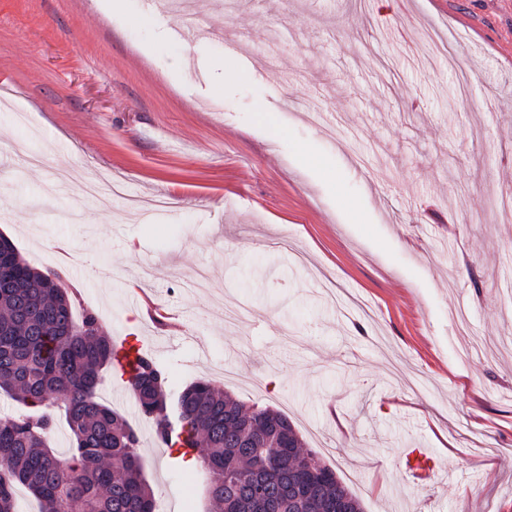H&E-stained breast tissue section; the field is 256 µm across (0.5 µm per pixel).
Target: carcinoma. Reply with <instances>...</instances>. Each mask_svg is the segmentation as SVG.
<instances>
[{
	"label": "carcinoma",
	"mask_w": 512,
	"mask_h": 512,
	"mask_svg": "<svg viewBox=\"0 0 512 512\" xmlns=\"http://www.w3.org/2000/svg\"><path fill=\"white\" fill-rule=\"evenodd\" d=\"M0 243L10 268L0 277V392L29 408L0 417V512H17L19 486L40 512H154L141 437L99 397L112 338L94 310L75 319L77 296L61 275L31 265L2 233ZM127 383L163 447L200 451L221 512H331L338 495L362 508L285 413L247 407L205 379L173 393L168 371L143 352ZM57 411L71 431L64 458L49 445ZM308 468L318 480L300 497L298 477Z\"/></svg>",
	"instance_id": "carcinoma-1"
}]
</instances>
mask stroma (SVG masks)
<instances>
[{
	"mask_svg": "<svg viewBox=\"0 0 512 512\" xmlns=\"http://www.w3.org/2000/svg\"><path fill=\"white\" fill-rule=\"evenodd\" d=\"M196 4L0 0V233L173 387L285 412L364 512H512V0ZM100 395L159 512H211ZM416 454V455H415ZM410 456H412V468H409L407 465V460H410ZM406 465L410 469L411 474L415 481H422L429 479L431 477V468L429 466L432 461L431 457L422 449L415 448L409 450L406 454Z\"/></svg>",
	"mask_w": 512,
	"mask_h": 512,
	"instance_id": "1",
	"label": "stroma"
}]
</instances>
